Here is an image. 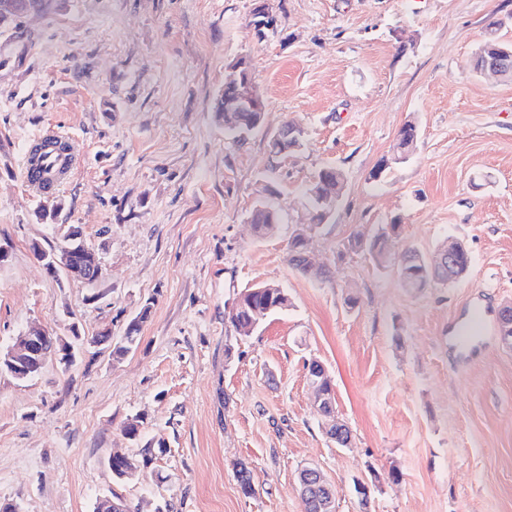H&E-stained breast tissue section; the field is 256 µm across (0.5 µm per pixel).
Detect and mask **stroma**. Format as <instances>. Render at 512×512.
<instances>
[{"label": "stroma", "mask_w": 512, "mask_h": 512, "mask_svg": "<svg viewBox=\"0 0 512 512\" xmlns=\"http://www.w3.org/2000/svg\"><path fill=\"white\" fill-rule=\"evenodd\" d=\"M259 1L67 0L21 19L24 58L0 53V346L73 322L118 342L152 306L122 359L103 345L67 369L47 359L28 382L0 373V502L93 512L114 493L142 512H305L298 473L312 464L336 512H512V347L498 336L512 301V79L474 68L488 37L512 43V0H267L261 36ZM241 58L266 104L242 144L213 110ZM290 122L302 144L275 153ZM50 127L78 162L39 220L25 148ZM327 166L345 189L311 234L315 278L289 264L288 243L309 221L304 186ZM260 201L280 216L265 238L248 220ZM394 221L389 268L344 251ZM62 224L98 253L97 281L50 276L34 258L32 242L61 246ZM449 237L469 251L466 276L404 288L409 252ZM261 284L290 305L238 335L227 313ZM476 309L486 332L462 345ZM314 360L348 446L313 407ZM134 418L138 440L124 433ZM153 438L166 454L114 481L108 458Z\"/></svg>", "instance_id": "35a3bbf8"}]
</instances>
